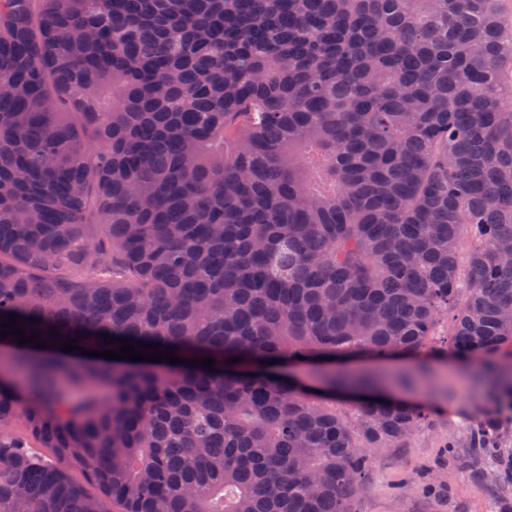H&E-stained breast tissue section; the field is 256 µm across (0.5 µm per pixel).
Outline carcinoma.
I'll use <instances>...</instances> for the list:
<instances>
[{
  "label": "carcinoma",
  "mask_w": 512,
  "mask_h": 512,
  "mask_svg": "<svg viewBox=\"0 0 512 512\" xmlns=\"http://www.w3.org/2000/svg\"><path fill=\"white\" fill-rule=\"evenodd\" d=\"M499 2L0 0V324L48 343L0 341V512H352L426 413L336 362L448 318L512 413ZM106 337L188 363L60 350Z\"/></svg>",
  "instance_id": "1"
}]
</instances>
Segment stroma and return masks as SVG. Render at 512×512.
<instances>
[{"instance_id": "obj_1", "label": "stroma", "mask_w": 512, "mask_h": 512, "mask_svg": "<svg viewBox=\"0 0 512 512\" xmlns=\"http://www.w3.org/2000/svg\"><path fill=\"white\" fill-rule=\"evenodd\" d=\"M429 366L433 374L401 397L424 407L428 428L405 448L381 450L360 481L352 512H512V492L495 495L473 476L481 467L471 444V427L496 412L498 402L466 383L463 364L446 336L398 368Z\"/></svg>"}]
</instances>
